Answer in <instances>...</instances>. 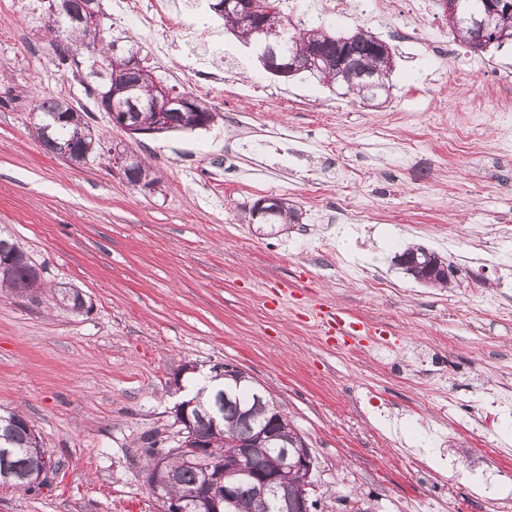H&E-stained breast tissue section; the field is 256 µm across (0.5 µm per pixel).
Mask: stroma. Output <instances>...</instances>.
<instances>
[{"instance_id": "35a3bbf8", "label": "stroma", "mask_w": 512, "mask_h": 512, "mask_svg": "<svg viewBox=\"0 0 512 512\" xmlns=\"http://www.w3.org/2000/svg\"><path fill=\"white\" fill-rule=\"evenodd\" d=\"M336 14L333 0H281L293 24L363 30L391 49L390 91L367 104L309 74L281 78L200 0L214 35L200 89L183 71L193 35L160 57L134 15L111 33L142 46L174 92L210 103L202 130L130 139L64 70L43 23L0 0V231L43 268L36 298L0 297V409L19 412L54 465L30 491L0 486V512H163L142 481L144 442L177 445L172 382L184 364H230L264 387L314 458L316 512H512V405L493 427L486 401L512 393V151L490 94L512 83V45L432 47L448 34L439 0L410 21L393 0ZM467 70V85L448 78ZM88 112L104 152L71 165L32 134V101ZM468 144L454 145L460 125ZM148 162L157 192L114 171L108 149ZM288 199L302 225L243 219ZM324 237L328 246L310 241ZM407 243L446 259L454 287L428 288L394 262ZM87 301L76 314L49 289ZM495 303L481 302L485 290ZM377 326L325 335L324 313Z\"/></svg>"}]
</instances>
